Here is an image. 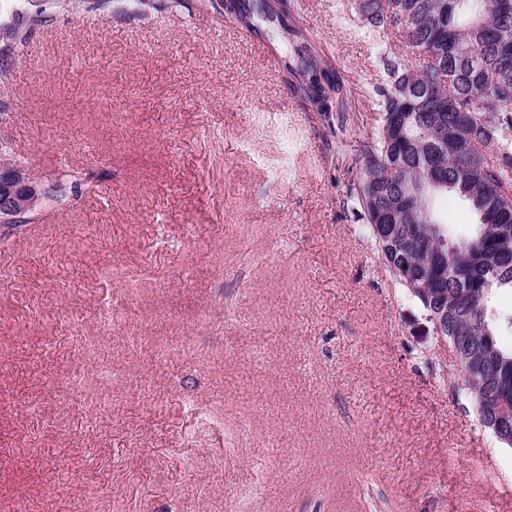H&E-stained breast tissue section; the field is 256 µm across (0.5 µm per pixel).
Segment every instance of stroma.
Segmentation results:
<instances>
[{"label":"stroma","instance_id":"35a3bbf8","mask_svg":"<svg viewBox=\"0 0 512 512\" xmlns=\"http://www.w3.org/2000/svg\"><path fill=\"white\" fill-rule=\"evenodd\" d=\"M293 3L346 136L208 0H72L0 57V144L96 177L0 236V512H512V449L341 202L403 45Z\"/></svg>","mask_w":512,"mask_h":512}]
</instances>
